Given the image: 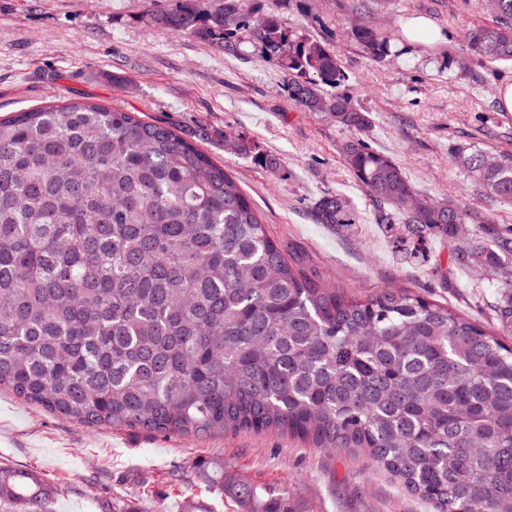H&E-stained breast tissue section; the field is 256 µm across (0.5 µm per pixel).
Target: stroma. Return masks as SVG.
<instances>
[{"label":"stroma","instance_id":"35a3bbf8","mask_svg":"<svg viewBox=\"0 0 512 512\" xmlns=\"http://www.w3.org/2000/svg\"><path fill=\"white\" fill-rule=\"evenodd\" d=\"M175 0H0V116L81 98L147 122L187 131L207 125L200 148L226 165L268 234L304 245L309 266L347 294L410 288L492 330L504 290L499 272L463 270L452 255L471 248L479 226L512 229V201L477 190L459 158L474 150L512 154V112L498 85L512 62L490 65L463 48L467 28L492 19L487 0H279L290 28L303 27L335 50L344 93L372 125L362 138L390 157L419 193L470 211L453 235L416 240L403 224L374 220V200L349 171L342 145L354 134L325 113L288 101L286 78L252 47L222 46L156 26L150 15ZM424 17L433 36L397 58L373 57L352 22L377 28ZM278 158L268 170L231 154L225 131ZM343 198L354 221L319 224V196ZM222 466L224 481L248 480L283 494L290 512H432L367 466L364 453H331L277 431L204 441L161 438L139 429L87 427L19 401L0 389V465L36 472L58 490L51 512H246L208 488L200 465Z\"/></svg>","mask_w":512,"mask_h":512}]
</instances>
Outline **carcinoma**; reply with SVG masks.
I'll return each mask as SVG.
<instances>
[{"instance_id": "cac0c4a2", "label": "carcinoma", "mask_w": 512, "mask_h": 512, "mask_svg": "<svg viewBox=\"0 0 512 512\" xmlns=\"http://www.w3.org/2000/svg\"><path fill=\"white\" fill-rule=\"evenodd\" d=\"M236 22L222 27L218 16ZM153 22L242 54L248 43L288 77V101L371 126L340 88L329 44L285 27L253 0H177ZM352 36L372 55L404 52L396 30ZM465 51L512 62V0L468 29ZM193 132L87 101L0 119V387L89 427L206 439L269 430L317 448L367 452L433 512H512V346L479 320L411 289L351 297L306 270L308 255L270 237L227 166ZM234 154L275 170L224 131ZM353 177L379 203L376 222L447 235L466 210L418 197L403 170L357 138L343 147ZM486 193L512 200V155L463 158ZM407 197L419 208H401ZM319 224H350L344 200L321 196ZM512 234L456 252L462 267L501 268ZM495 319L512 329V290ZM206 482L249 512H288L281 495L243 480ZM57 489L0 466V509L45 512Z\"/></svg>"}]
</instances>
